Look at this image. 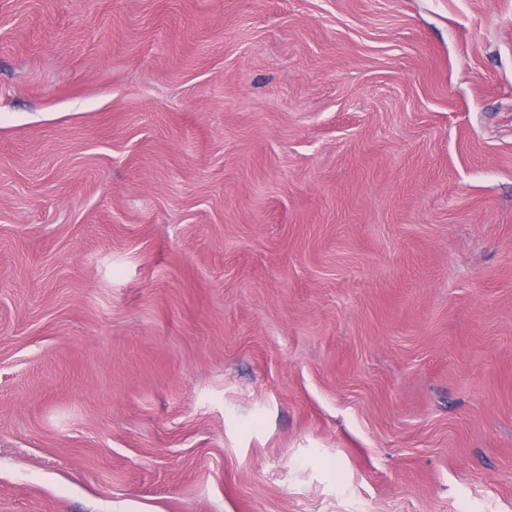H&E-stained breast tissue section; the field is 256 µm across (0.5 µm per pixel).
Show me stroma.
<instances>
[{
	"label": "stroma",
	"mask_w": 512,
	"mask_h": 512,
	"mask_svg": "<svg viewBox=\"0 0 512 512\" xmlns=\"http://www.w3.org/2000/svg\"><path fill=\"white\" fill-rule=\"evenodd\" d=\"M0 512H512V0H0Z\"/></svg>",
	"instance_id": "1"
}]
</instances>
